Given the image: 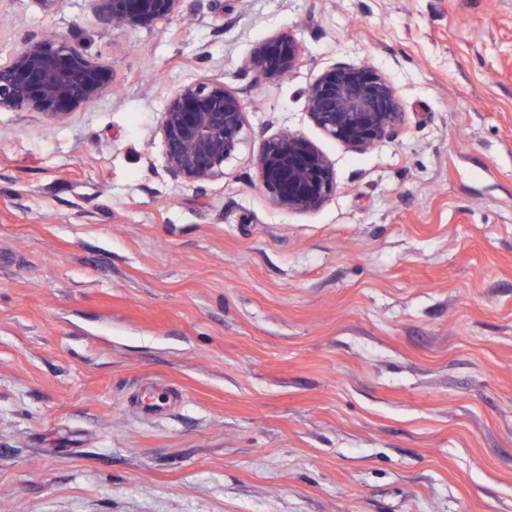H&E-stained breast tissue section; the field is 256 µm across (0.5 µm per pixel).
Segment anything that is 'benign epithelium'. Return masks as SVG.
Here are the masks:
<instances>
[{
  "label": "benign epithelium",
  "mask_w": 512,
  "mask_h": 512,
  "mask_svg": "<svg viewBox=\"0 0 512 512\" xmlns=\"http://www.w3.org/2000/svg\"><path fill=\"white\" fill-rule=\"evenodd\" d=\"M184 0H95L99 19L114 28L153 27L181 11ZM290 33L270 37L250 54L249 68L277 82L301 62ZM112 70L89 59L62 36L27 37L0 60V110L38 112L67 119L112 86ZM247 104L219 78L200 77L172 89L158 134L164 169L178 184L200 190L224 178V167L245 142ZM308 120L357 151L382 141L402 122L397 91L376 66L361 61L323 69L306 90ZM252 163L268 200L285 212L320 209L336 191L332 161L296 132L266 138Z\"/></svg>",
  "instance_id": "1"
}]
</instances>
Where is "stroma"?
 I'll return each mask as SVG.
<instances>
[{
  "label": "stroma",
  "instance_id": "1",
  "mask_svg": "<svg viewBox=\"0 0 512 512\" xmlns=\"http://www.w3.org/2000/svg\"><path fill=\"white\" fill-rule=\"evenodd\" d=\"M280 32L303 64L256 83ZM45 33L114 81L63 122L0 111V512H512V0H185L127 31L0 0V59ZM360 61L404 116L355 153L304 90ZM203 76L248 128L197 191L157 130ZM286 130L335 166L317 211L259 192ZM157 383L176 404L135 411Z\"/></svg>",
  "mask_w": 512,
  "mask_h": 512
}]
</instances>
